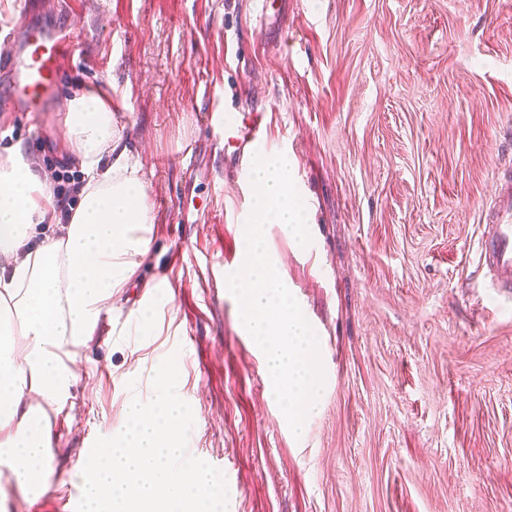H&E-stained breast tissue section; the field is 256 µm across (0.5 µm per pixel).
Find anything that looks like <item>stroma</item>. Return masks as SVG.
<instances>
[{"mask_svg": "<svg viewBox=\"0 0 512 512\" xmlns=\"http://www.w3.org/2000/svg\"><path fill=\"white\" fill-rule=\"evenodd\" d=\"M70 2L34 17L75 36L59 92L111 93L153 222L94 333L64 346L75 380L48 414V491L0 484V512H51L81 486L95 439L153 397L173 353L194 455L223 464L228 512H512V295L477 258L512 163V0H275L264 15L257 0ZM256 110L312 238L267 227L326 381L298 438L224 286L254 198L224 122ZM63 117L0 122V147L50 179L78 170Z\"/></svg>", "mask_w": 512, "mask_h": 512, "instance_id": "obj_1", "label": "stroma"}]
</instances>
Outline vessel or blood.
<instances>
[{
    "label": "vessel or blood",
    "mask_w": 512,
    "mask_h": 512,
    "mask_svg": "<svg viewBox=\"0 0 512 512\" xmlns=\"http://www.w3.org/2000/svg\"><path fill=\"white\" fill-rule=\"evenodd\" d=\"M24 12L11 33L14 48L0 70L7 74L12 97L0 104L6 112H44L55 98L59 70L71 56L72 35L61 36L31 21ZM224 135L234 145L232 156L243 162L245 152L262 150L267 137L265 116L250 113L247 121L225 125ZM487 232L479 242L480 261L491 287L512 289V166L499 169L495 189L484 210Z\"/></svg>",
    "instance_id": "b4317fda"
}]
</instances>
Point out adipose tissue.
<instances>
[{
  "mask_svg": "<svg viewBox=\"0 0 512 512\" xmlns=\"http://www.w3.org/2000/svg\"><path fill=\"white\" fill-rule=\"evenodd\" d=\"M65 107L63 136L83 184L58 233L44 229L50 185L19 146L0 151V427H16L0 441V464L25 486L53 473L48 422L31 402L62 403L73 374L57 350L65 337L96 327L147 251L141 231L153 221L141 166L113 127L111 98L98 88L76 91Z\"/></svg>",
  "mask_w": 512,
  "mask_h": 512,
  "instance_id": "1",
  "label": "adipose tissue"
}]
</instances>
